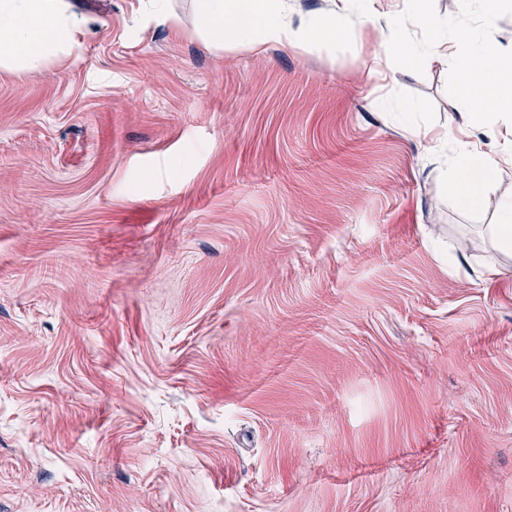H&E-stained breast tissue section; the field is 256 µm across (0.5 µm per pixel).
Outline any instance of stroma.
<instances>
[{
    "label": "stroma",
    "instance_id": "stroma-1",
    "mask_svg": "<svg viewBox=\"0 0 512 512\" xmlns=\"http://www.w3.org/2000/svg\"><path fill=\"white\" fill-rule=\"evenodd\" d=\"M65 3L0 70V512H512V173L442 183L496 118L376 74L390 0L254 49ZM511 160L512 150L505 159L485 154L469 144L459 145L450 156L449 168L453 173L450 192L461 206L469 209L479 207L489 187L504 172L502 162L511 164Z\"/></svg>",
    "mask_w": 512,
    "mask_h": 512
}]
</instances>
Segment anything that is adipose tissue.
Returning a JSON list of instances; mask_svg holds the SVG:
<instances>
[{
	"label": "adipose tissue",
	"instance_id": "ef3b65f1",
	"mask_svg": "<svg viewBox=\"0 0 512 512\" xmlns=\"http://www.w3.org/2000/svg\"><path fill=\"white\" fill-rule=\"evenodd\" d=\"M512 0H478V28L457 27L446 33L431 18L425 0H404L406 20L427 30L423 41L406 37L403 29L382 34L380 48L385 67L411 68L418 60L451 66L461 111L512 116V54L499 50L493 34L501 11ZM201 38L215 48L232 42L251 48L269 41L303 46L320 35L335 38L364 25L352 0H338L334 12L293 26L286 0H199ZM78 31L64 0H0V67L30 68L63 54ZM449 190L458 203L474 209L501 177V158L470 145L451 155Z\"/></svg>",
	"mask_w": 512,
	"mask_h": 512
}]
</instances>
